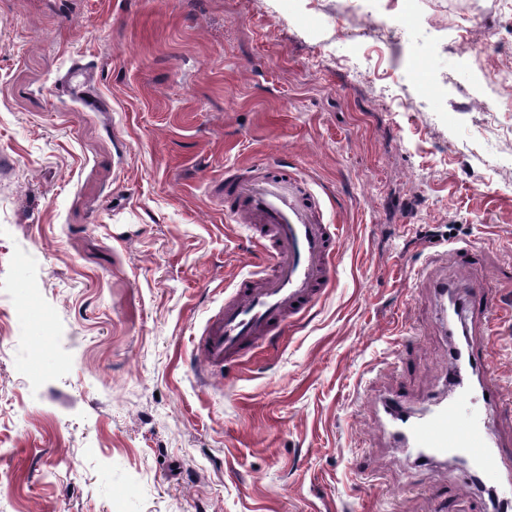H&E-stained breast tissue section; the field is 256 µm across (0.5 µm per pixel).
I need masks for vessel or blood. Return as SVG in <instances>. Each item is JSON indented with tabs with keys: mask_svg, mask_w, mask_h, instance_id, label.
<instances>
[{
	"mask_svg": "<svg viewBox=\"0 0 512 512\" xmlns=\"http://www.w3.org/2000/svg\"><path fill=\"white\" fill-rule=\"evenodd\" d=\"M220 196L225 215L252 230L270 266L242 278L232 299L195 339L201 369L218 378L314 307L332 284L337 266V233L324 223L320 200L305 179L275 167L261 174L246 168L225 176ZM437 292L454 302L451 316L441 319L445 325L471 318L483 323L496 309L486 288L476 282L461 301L448 282L439 283ZM448 373L447 394L422 413H413L399 394L375 402L384 427L415 461L462 457L470 463V482L512 488V445L486 419L460 414L468 400L483 401L491 411L503 405L497 369L483 343L470 339L457 348Z\"/></svg>",
	"mask_w": 512,
	"mask_h": 512,
	"instance_id": "vessel-or-blood-1",
	"label": "vessel or blood"
}]
</instances>
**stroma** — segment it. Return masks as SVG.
I'll return each instance as SVG.
<instances>
[{"label":"stroma","mask_w":512,"mask_h":512,"mask_svg":"<svg viewBox=\"0 0 512 512\" xmlns=\"http://www.w3.org/2000/svg\"><path fill=\"white\" fill-rule=\"evenodd\" d=\"M371 10L0 0V512H471L372 402L448 386L463 338L424 271L498 299L481 337L512 399V10ZM78 66L100 109L57 87ZM273 162L339 225L335 285L206 381L193 338L261 264L213 186Z\"/></svg>","instance_id":"1"}]
</instances>
